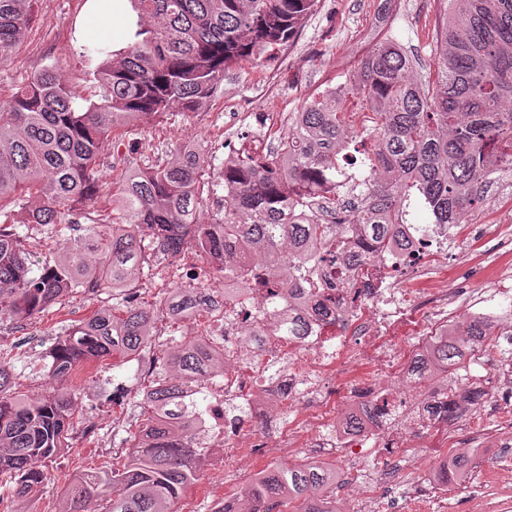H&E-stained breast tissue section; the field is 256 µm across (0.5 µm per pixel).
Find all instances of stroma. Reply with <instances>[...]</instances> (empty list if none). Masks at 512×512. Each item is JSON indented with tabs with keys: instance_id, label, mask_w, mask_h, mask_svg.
<instances>
[{
	"instance_id": "35a3bbf8",
	"label": "stroma",
	"mask_w": 512,
	"mask_h": 512,
	"mask_svg": "<svg viewBox=\"0 0 512 512\" xmlns=\"http://www.w3.org/2000/svg\"><path fill=\"white\" fill-rule=\"evenodd\" d=\"M87 0H38V18L23 43L13 49L9 60L0 65V98L10 97L32 75L52 68L69 86L91 95L94 73L100 56L91 52L98 44L116 50L127 45L128 18L115 24H102L99 33L82 39L78 30L85 19ZM441 0H318L313 14L286 47L269 62L240 63L224 73L222 92L198 110L187 115H166L146 120L136 131L119 133L100 145L99 180L104 189L114 187L117 158L136 164L154 163L159 152L170 153L185 140H201L216 162H223L228 150L241 146L243 139L256 146L276 145L287 136L288 116L319 91L347 84L357 77L359 61L374 47L382 33L394 32L408 48L427 52L434 25L441 14ZM482 233L471 242L474 261L498 267L508 262L504 276L512 279V254L503 249L512 241V175L496 177L485 189L480 208L469 216ZM104 293L76 292L61 306L51 308L26 321L0 324V346L11 358L18 389L28 398L40 399L61 389L74 398L80 419L99 423L97 436L71 435L68 455L49 463L50 479L33 512H54V500L75 469L99 470L121 463L124 445L136 428L139 409L138 388L148 385L150 375L133 367L113 368L111 362L99 363L97 376L85 386H72L69 379L48 378L44 370L45 353L55 336L73 324L75 316L111 306ZM208 312L174 322L160 318L158 342L144 357L145 364L159 362L170 347L193 338L207 328ZM123 418L113 428V415ZM470 441H493L512 422V409L492 410L489 405L469 410ZM381 458L373 449H365L359 464L368 474L391 488L386 512H409L411 498L430 499L433 512H472L470 498L484 496L485 512H502L497 497L484 491L495 478L499 464L512 465V455L495 460L478 457V465L469 482L445 490L413 475L404 486L394 485L391 472L380 466Z\"/></svg>"
}]
</instances>
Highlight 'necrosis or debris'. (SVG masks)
Wrapping results in <instances>:
<instances>
[{
    "label": "necrosis or debris",
    "mask_w": 512,
    "mask_h": 512,
    "mask_svg": "<svg viewBox=\"0 0 512 512\" xmlns=\"http://www.w3.org/2000/svg\"><path fill=\"white\" fill-rule=\"evenodd\" d=\"M388 269V262L370 263L350 290L355 298L350 315L318 322L313 336L303 343L272 336L258 349L247 342L245 331L267 327L259 301L212 312L210 333L223 338L235 354L236 365L227 379L211 378L194 391L195 397L208 402L204 417L214 431L208 455L225 470L254 473L279 449H310L314 459L340 465L342 480L336 490L354 503L355 512H384L387 497L353 463V456L363 449H410L408 466L396 471L400 484L409 472L446 461V454L434 456L417 445L420 433L442 430L443 425L410 416V407L422 397V385L408 363L418 344L399 336L402 320L407 312L417 313L413 327L429 337L447 329L449 323L463 326L480 316L493 326L499 345L507 346L512 344V305L491 306L480 315L463 308L450 318L441 307L454 297V290L389 289L382 285ZM490 355L488 349H475L461 373L462 383L482 388L489 399L511 401L512 387L479 369ZM275 362L284 365L281 379L288 386V396L270 404L257 403ZM382 383L391 386L397 405L377 413L372 398ZM230 399L247 403L248 419L225 423L224 404ZM351 413L361 416L360 430L344 425Z\"/></svg>",
    "instance_id": "obj_1"
}]
</instances>
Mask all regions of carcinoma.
Listing matches in <instances>:
<instances>
[{
  "label": "carcinoma",
  "mask_w": 512,
  "mask_h": 512,
  "mask_svg": "<svg viewBox=\"0 0 512 512\" xmlns=\"http://www.w3.org/2000/svg\"><path fill=\"white\" fill-rule=\"evenodd\" d=\"M136 22L127 46L101 47L92 100L51 69L0 98V323L21 322L60 305L79 288L112 296L48 348V376L91 360L139 362L157 342V319L193 316L210 300L201 285L167 288L159 304L134 303L152 280L150 254L190 250L224 273V304L264 297L272 334L302 343L336 308V290L397 243L412 205L446 228L478 204L494 176L512 171V0H448L430 44L431 62L387 32L358 67L357 82L328 87L288 117L290 133L265 151L224 160L197 140L153 164L123 163L121 185H98L100 143L118 131L211 100L224 70L286 46L318 0H130ZM36 0H0V63L35 18ZM224 187L212 222L204 196ZM344 210L339 224L319 215ZM85 223L73 246L49 258L30 250L36 233L59 236ZM362 246L347 251L346 234ZM97 257L89 264V257ZM495 339L479 322L434 337L412 365L425 382L424 411L451 422L485 391L460 390L458 371ZM224 344L182 341L139 393L136 431L122 469L69 480L54 512H178L209 457L192 433L197 417L183 396L223 373ZM70 397L39 402L16 391L0 359V487L17 508L41 498L47 464L68 450ZM474 458L455 461L456 484ZM336 468L328 463L270 465L216 512H336Z\"/></svg>",
  "instance_id": "obj_1"
}]
</instances>
